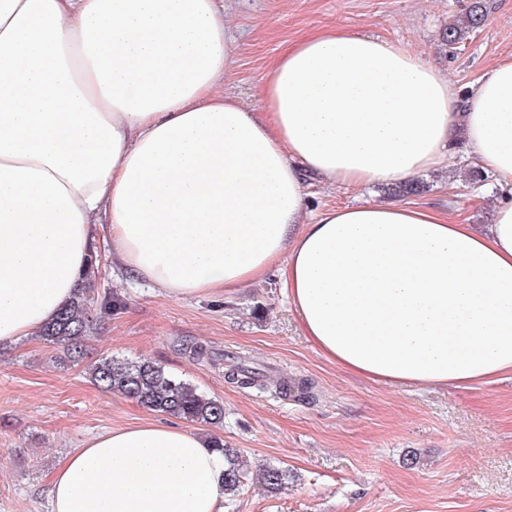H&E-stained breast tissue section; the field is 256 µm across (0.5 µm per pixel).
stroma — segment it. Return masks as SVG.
Listing matches in <instances>:
<instances>
[{"mask_svg": "<svg viewBox=\"0 0 512 512\" xmlns=\"http://www.w3.org/2000/svg\"><path fill=\"white\" fill-rule=\"evenodd\" d=\"M471 0H224L236 41L226 94L250 111L286 44L341 27L402 44L432 61L459 89L491 65L512 59V0H484V23L443 48L440 34ZM418 205L458 210L483 229L495 178L457 156L419 177ZM307 211L386 201L383 186L347 188L305 181ZM89 279L126 307L103 317L87 341L93 357H149L222 400L217 433L240 449L253 472L224 512H512V374L467 388L394 387L366 380L325 359L304 336L278 271L244 288L185 299L114 271L108 254ZM244 357L270 378L311 382L308 399L241 389L192 359L184 343ZM58 348L27 338L0 351V512H46L45 489L60 461L91 436L158 420L91 384L81 368L57 362ZM416 465H407L409 455ZM288 468L286 489L265 491L257 471Z\"/></svg>", "mask_w": 512, "mask_h": 512, "instance_id": "35a3bbf8", "label": "stroma"}]
</instances>
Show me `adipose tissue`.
Wrapping results in <instances>:
<instances>
[{"label":"adipose tissue","mask_w":512,"mask_h":512,"mask_svg":"<svg viewBox=\"0 0 512 512\" xmlns=\"http://www.w3.org/2000/svg\"><path fill=\"white\" fill-rule=\"evenodd\" d=\"M224 0H0V346L72 297L98 245L171 298L282 273L331 362L389 384L512 373V60L457 92L403 45L323 28L286 45L255 114L219 84ZM464 146L489 224L364 201L306 213L305 175L391 184ZM47 512H224V456L174 424L88 438Z\"/></svg>","instance_id":"adipose-tissue-1"}]
</instances>
